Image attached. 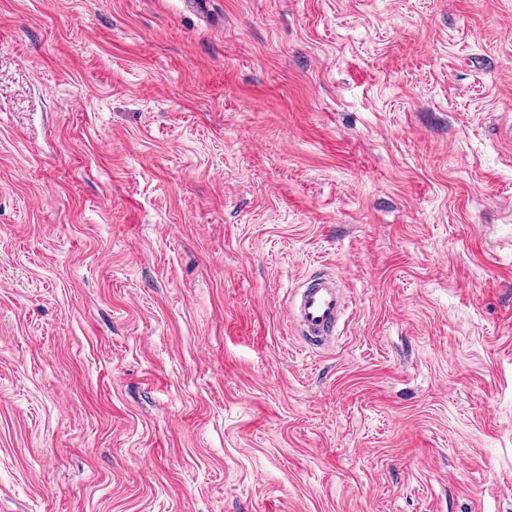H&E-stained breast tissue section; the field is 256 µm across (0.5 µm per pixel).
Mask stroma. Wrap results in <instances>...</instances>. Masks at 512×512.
<instances>
[{"instance_id": "obj_1", "label": "stroma", "mask_w": 512, "mask_h": 512, "mask_svg": "<svg viewBox=\"0 0 512 512\" xmlns=\"http://www.w3.org/2000/svg\"><path fill=\"white\" fill-rule=\"evenodd\" d=\"M0 512H512V0H0ZM349 302L333 273L312 276L295 290L287 312L305 348L318 352L335 344L337 329Z\"/></svg>"}]
</instances>
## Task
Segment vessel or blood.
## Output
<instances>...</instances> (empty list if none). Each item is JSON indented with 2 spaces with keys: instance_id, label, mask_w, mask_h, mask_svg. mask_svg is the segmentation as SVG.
<instances>
[{
  "instance_id": "b4317fda",
  "label": "vessel or blood",
  "mask_w": 512,
  "mask_h": 512,
  "mask_svg": "<svg viewBox=\"0 0 512 512\" xmlns=\"http://www.w3.org/2000/svg\"><path fill=\"white\" fill-rule=\"evenodd\" d=\"M349 307V298L335 274L310 277L297 288L287 312L308 350L318 352L336 342L338 326Z\"/></svg>"
}]
</instances>
